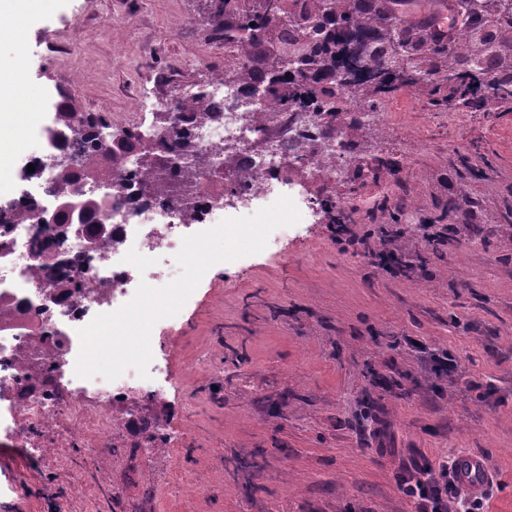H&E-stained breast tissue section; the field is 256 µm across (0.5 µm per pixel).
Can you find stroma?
I'll return each instance as SVG.
<instances>
[{
	"label": "stroma",
	"instance_id": "35a3bbf8",
	"mask_svg": "<svg viewBox=\"0 0 512 512\" xmlns=\"http://www.w3.org/2000/svg\"><path fill=\"white\" fill-rule=\"evenodd\" d=\"M201 0H57L0 30V71L20 63L18 128L0 198L46 116L47 93L81 72V111L130 115L132 97H174L223 65ZM425 92L390 99L402 130L380 147L403 165L405 266L380 269L383 215L355 216L366 244L343 249L329 222L276 229L257 254L209 269L150 345L168 383V441L134 477L138 451L97 468L74 448L47 458L0 440V512H414L399 489L410 457L488 456L489 508L512 512V112H436ZM491 159L463 181L461 158ZM466 198H459V191ZM457 207L447 210L449 198ZM448 354L455 368L432 370ZM387 427L388 454L364 446Z\"/></svg>",
	"mask_w": 512,
	"mask_h": 512
}]
</instances>
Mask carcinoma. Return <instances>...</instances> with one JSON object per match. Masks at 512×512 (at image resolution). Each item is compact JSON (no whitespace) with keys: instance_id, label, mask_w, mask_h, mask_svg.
Returning <instances> with one entry per match:
<instances>
[{"instance_id":"obj_1","label":"carcinoma","mask_w":512,"mask_h":512,"mask_svg":"<svg viewBox=\"0 0 512 512\" xmlns=\"http://www.w3.org/2000/svg\"><path fill=\"white\" fill-rule=\"evenodd\" d=\"M212 37L233 45L239 33L250 32L253 60L229 73L232 80L251 83L269 80L268 91L286 107L312 103L317 111H341L345 98L360 100L369 110L401 90L424 84L434 110L459 105H504L512 112V0H460L465 22V50L455 43L437 42L428 29L411 31L395 14L398 0H320L321 17L294 14L288 0H203ZM103 115L88 112L74 151L97 182L109 179L97 161L142 144L141 134L126 129L118 135V150L99 151ZM166 156L152 149L137 151V175L148 194L177 191L160 175ZM58 194L72 196L70 175L56 171Z\"/></svg>"}]
</instances>
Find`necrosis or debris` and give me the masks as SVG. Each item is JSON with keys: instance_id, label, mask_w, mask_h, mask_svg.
Wrapping results in <instances>:
<instances>
[{"instance_id": "1", "label": "necrosis or debris", "mask_w": 512, "mask_h": 512, "mask_svg": "<svg viewBox=\"0 0 512 512\" xmlns=\"http://www.w3.org/2000/svg\"><path fill=\"white\" fill-rule=\"evenodd\" d=\"M159 108L211 114L189 125L194 154L170 139L152 142L164 150L171 175L194 169L178 202L143 195L130 177L134 162L128 158L111 170L106 190L112 205L96 217L106 232L95 249L75 233L57 237L40 222L58 203L54 171L44 161L61 147L75 149L77 137L60 139L54 127L39 132L27 186L0 201V437L38 457L51 455L65 435L109 463L123 456L128 438L144 450L166 434L151 415L115 412L138 397L162 398L161 389L148 387L135 369L113 381L75 374L78 329L131 300L139 282L166 278L160 269L141 276L124 260L129 250L149 258L179 252L184 236L255 214L277 195L291 197L306 220L315 214L318 194L338 199L344 209L356 208L344 190L364 164L366 140L397 127L393 112H370L355 100L344 102L334 117L310 107L288 111L266 83L232 82L220 70ZM74 265L82 290L58 296L53 281ZM88 427L94 432L90 443L84 440Z\"/></svg>"}]
</instances>
